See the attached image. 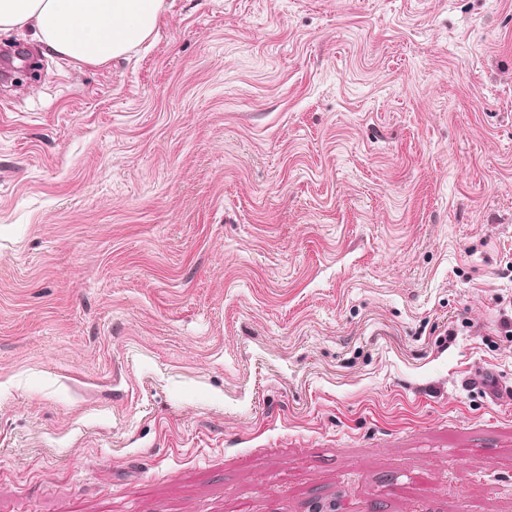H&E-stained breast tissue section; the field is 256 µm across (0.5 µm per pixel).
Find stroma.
<instances>
[{"mask_svg":"<svg viewBox=\"0 0 512 512\" xmlns=\"http://www.w3.org/2000/svg\"><path fill=\"white\" fill-rule=\"evenodd\" d=\"M0 85V512H512V0H165Z\"/></svg>","mask_w":512,"mask_h":512,"instance_id":"stroma-1","label":"stroma"}]
</instances>
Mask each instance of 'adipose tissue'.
Masks as SVG:
<instances>
[{
	"label": "adipose tissue",
	"mask_w": 512,
	"mask_h": 512,
	"mask_svg": "<svg viewBox=\"0 0 512 512\" xmlns=\"http://www.w3.org/2000/svg\"><path fill=\"white\" fill-rule=\"evenodd\" d=\"M164 7L165 0H0V31L34 30L49 52L98 66L150 38Z\"/></svg>",
	"instance_id": "adipose-tissue-1"
}]
</instances>
